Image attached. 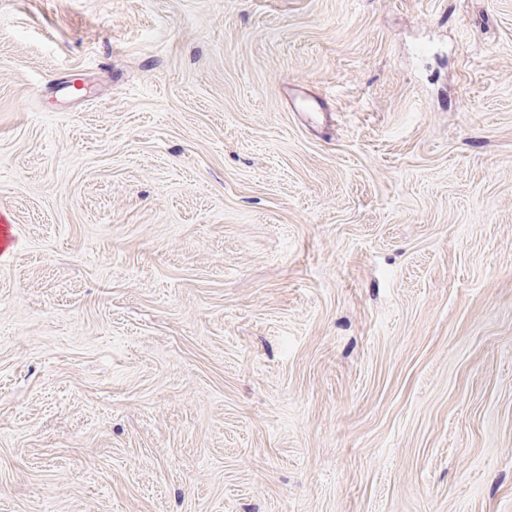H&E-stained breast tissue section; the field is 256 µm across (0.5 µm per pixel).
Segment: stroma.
Instances as JSON below:
<instances>
[{"label": "stroma", "mask_w": 512, "mask_h": 512, "mask_svg": "<svg viewBox=\"0 0 512 512\" xmlns=\"http://www.w3.org/2000/svg\"><path fill=\"white\" fill-rule=\"evenodd\" d=\"M0 512H512V0H0Z\"/></svg>", "instance_id": "obj_1"}]
</instances>
